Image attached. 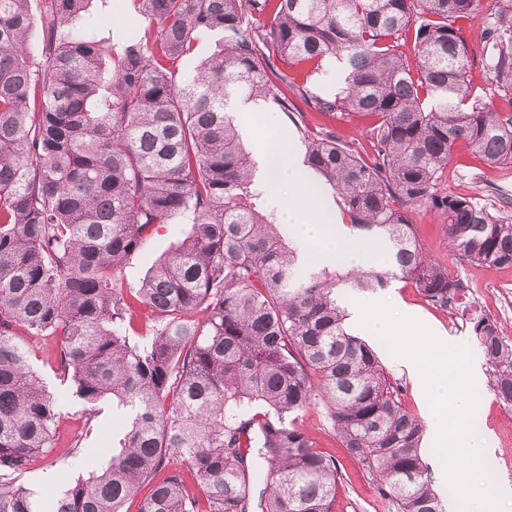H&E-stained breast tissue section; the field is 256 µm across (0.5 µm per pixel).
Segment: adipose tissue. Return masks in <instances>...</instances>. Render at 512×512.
<instances>
[{
    "mask_svg": "<svg viewBox=\"0 0 512 512\" xmlns=\"http://www.w3.org/2000/svg\"><path fill=\"white\" fill-rule=\"evenodd\" d=\"M255 147L265 183L282 200L281 221L287 224L303 261L323 258L347 270L366 267L374 247L346 233L336 214L320 206L316 183L297 165L293 147L277 148L263 138Z\"/></svg>",
    "mask_w": 512,
    "mask_h": 512,
    "instance_id": "obj_1",
    "label": "adipose tissue"
}]
</instances>
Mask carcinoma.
Instances as JSON below:
<instances>
[{"label":"carcinoma","instance_id":"cac0c4a2","mask_svg":"<svg viewBox=\"0 0 512 512\" xmlns=\"http://www.w3.org/2000/svg\"><path fill=\"white\" fill-rule=\"evenodd\" d=\"M91 2L41 0L35 13L0 0V512H122L147 485L139 512H332L342 475L296 424L312 405L395 512H443L424 422L346 328L338 290L405 279L448 308L463 285L423 251L421 208L460 260L512 266V215L440 189L459 142L512 164V0H496L486 30L490 102L470 97L457 26L478 0H131L143 24L112 51L63 33ZM37 26L39 62L27 47ZM335 62L344 87L323 93ZM235 95L373 119L367 159L329 131L301 134L340 214L383 245L376 260L299 263L269 219L270 189L256 187ZM180 215L193 232L135 291L150 309L137 329L121 268ZM17 326L58 338L88 413L110 396L128 421L108 464L46 511L16 477L51 446L57 403ZM472 332L512 404V345L483 319Z\"/></svg>","mask_w":512,"mask_h":512}]
</instances>
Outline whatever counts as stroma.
<instances>
[{"instance_id":"35a3bbf8","label":"stroma","mask_w":512,"mask_h":512,"mask_svg":"<svg viewBox=\"0 0 512 512\" xmlns=\"http://www.w3.org/2000/svg\"><path fill=\"white\" fill-rule=\"evenodd\" d=\"M489 2L481 0L478 13L464 25L465 37L473 52L469 72L471 90L486 99L491 97L492 91L482 33L493 20ZM90 12L92 17H98V24L79 20L74 24L75 29L91 30L95 39L108 46L118 42L122 29L142 23L141 18L131 12L130 0H93ZM367 124V119L354 115L327 117L302 103L295 118L283 119L274 135L289 140L297 137L298 127L320 126L334 132L341 140L357 144L365 142ZM442 187L498 206L504 198L512 199V166H487L460 144L454 149L448 179ZM413 220L427 255L447 267L449 277L467 288L470 302L490 308L502 307L504 314L500 319V330L502 335L512 337V267L486 268L459 261L448 250V241L436 214L421 211L414 214ZM191 231L190 217L180 216L153 232L141 250L123 265L120 272L123 288L137 290L156 262L171 253ZM384 293L417 320L447 336L449 343L468 345L477 370L475 417L485 424L480 431L483 438L482 462L494 494L512 489V478L501 476L497 465L499 458L512 459V414L503 412L489 387L490 368L469 328L465 327L464 317L428 302L408 280L392 282ZM26 342L32 350L36 370L49 390L59 398L50 448L18 479L19 484L45 494L63 489L71 481L89 477L103 468L113 445L122 438L127 420L121 410L113 408L108 400L100 404L96 415L91 416L84 411L72 395L69 380L60 377L57 370L55 337L30 336ZM367 342L375 348L386 373L398 385L404 406L417 413L423 421H430L431 409L427 398L417 388L406 367L396 362L379 338L371 336ZM297 423L318 448L335 459L344 476L333 512H393L388 500L379 494L372 481L345 452L336 434L327 427L320 408H308L298 417Z\"/></svg>"}]
</instances>
